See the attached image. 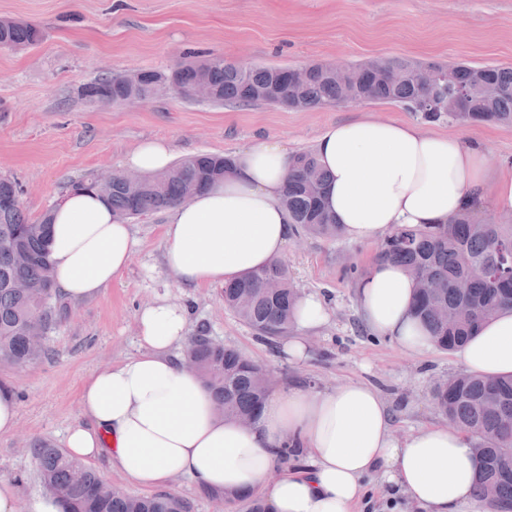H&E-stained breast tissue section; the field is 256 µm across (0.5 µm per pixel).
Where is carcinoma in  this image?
I'll return each instance as SVG.
<instances>
[{
	"label": "carcinoma",
	"instance_id": "1",
	"mask_svg": "<svg viewBox=\"0 0 512 512\" xmlns=\"http://www.w3.org/2000/svg\"><path fill=\"white\" fill-rule=\"evenodd\" d=\"M40 28L0 18V49L22 51L42 40ZM279 67H244L218 57L188 61L177 72L173 94L188 98L198 82L214 90L213 101L247 106L259 102L307 111L327 105L385 102L426 122L448 118L470 123L512 124V68L462 63H418L376 58L348 65L361 76L356 92L329 65L312 64L309 78L288 91ZM169 74L141 70L134 75H103L90 85L121 97L136 92L154 95L168 88ZM470 84L460 101L454 79ZM232 158L201 153L181 159L170 169L144 177L131 187L117 179L108 200L114 213L137 218L188 201L187 190L200 192L224 178ZM326 178L310 151L297 153L290 165L282 202L297 234L333 239L341 233L325 203ZM49 214L30 220L22 202L0 204V363L21 366L50 355L48 340L57 318L54 278L48 261ZM512 224H483L467 210L449 224L403 227L381 243L375 260L404 266L417 283L413 313L426 326L435 346L453 351L466 343L498 311L512 308V291L488 284L465 294L457 283L485 272L512 269ZM298 291L288 266L280 260L237 281L224 284V306L261 340L272 343L290 333ZM187 353L197 360L196 373L211 390L226 418H256L272 391L263 382V366L239 351L192 337ZM438 409L465 431L481 460L477 498L489 512H512V378L485 379L460 374L437 387ZM42 490L59 498L65 512H191V504L171 493L137 496L112 494L92 468L73 459L47 439L30 443ZM235 509L267 512L250 494L211 493Z\"/></svg>",
	"mask_w": 512,
	"mask_h": 512
}]
</instances>
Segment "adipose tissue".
Segmentation results:
<instances>
[{
    "label": "adipose tissue",
    "instance_id": "ef3b65f1",
    "mask_svg": "<svg viewBox=\"0 0 512 512\" xmlns=\"http://www.w3.org/2000/svg\"><path fill=\"white\" fill-rule=\"evenodd\" d=\"M313 152L325 172V201L342 232L383 242L398 227L447 224L488 201L512 217V172L489 166L478 143L371 114L326 127ZM292 150L269 139L233 156V170L162 226L167 269L194 287L221 285L280 259L291 230L282 204ZM171 145L148 139L124 158L128 170L170 168ZM138 240L92 190L69 192L50 213L49 261L61 293L96 296L129 267ZM373 335L422 354L434 343L414 316L416 285L404 267L373 264L357 285ZM327 318L323 298L302 295L297 335L286 352L308 357L307 330ZM139 350L84 381L81 421L66 447L79 460L105 461L138 486L169 487L175 477L214 492L252 491L268 512H364L368 478L389 490L390 512H485L474 496L480 461L470 438L452 424L396 435L388 406L365 382L333 388L291 384L274 391L251 426L219 417L202 381L178 358L187 344V309L163 297L136 315ZM456 356L468 374L512 376V310L485 323ZM299 462L279 472V452Z\"/></svg>",
    "mask_w": 512,
    "mask_h": 512
}]
</instances>
